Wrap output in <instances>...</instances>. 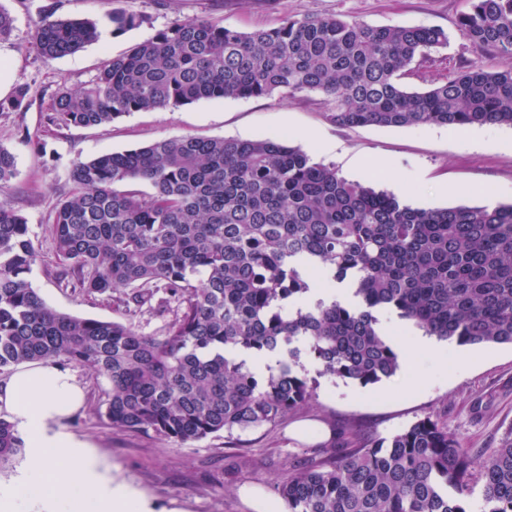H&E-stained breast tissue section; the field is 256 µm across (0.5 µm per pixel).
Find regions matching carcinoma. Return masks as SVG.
Instances as JSON below:
<instances>
[{
	"label": "carcinoma",
	"instance_id": "obj_1",
	"mask_svg": "<svg viewBox=\"0 0 512 512\" xmlns=\"http://www.w3.org/2000/svg\"><path fill=\"white\" fill-rule=\"evenodd\" d=\"M458 30L494 53L425 91L402 82L416 59L448 44L429 26H373L335 16L285 17L249 33L210 19L159 31L105 59L79 88L61 83L46 115L57 128L201 99L319 92L338 127H512V0H468ZM113 31L140 17L108 11ZM88 18L39 20L46 60L98 41ZM16 175L0 146V184ZM56 207V257L88 295L133 288L145 305L177 304L161 335L49 308L29 275L40 255L27 219L0 200V374L28 362L88 367L112 384V427L180 443L275 424L307 406L321 377L376 385L402 359L380 329L398 317L457 346L512 345V204L415 208L339 176L302 149L264 139L183 136L73 164ZM136 181L152 192L119 190ZM348 282L359 302H299ZM238 349L277 351L257 376ZM24 449L0 417V470ZM480 485L477 499L473 487ZM284 512H512V435L478 473L455 434L426 416L389 438L351 426L336 446L291 466Z\"/></svg>",
	"mask_w": 512,
	"mask_h": 512
}]
</instances>
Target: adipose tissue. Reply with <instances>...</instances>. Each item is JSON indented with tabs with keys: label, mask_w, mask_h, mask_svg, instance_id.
<instances>
[{
	"label": "adipose tissue",
	"mask_w": 512,
	"mask_h": 512,
	"mask_svg": "<svg viewBox=\"0 0 512 512\" xmlns=\"http://www.w3.org/2000/svg\"><path fill=\"white\" fill-rule=\"evenodd\" d=\"M83 401L73 374L54 363L19 367L0 383V412L25 439L22 467L0 485V512H157L152 498L65 430L63 419Z\"/></svg>",
	"instance_id": "adipose-tissue-1"
}]
</instances>
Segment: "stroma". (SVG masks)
<instances>
[{"label":"stroma","instance_id":"1","mask_svg":"<svg viewBox=\"0 0 512 512\" xmlns=\"http://www.w3.org/2000/svg\"><path fill=\"white\" fill-rule=\"evenodd\" d=\"M14 18L0 61L11 86H26L21 108L0 112V145L16 158L17 173L0 184V199L28 220L40 259L30 274L45 303L71 316L129 323L146 335L161 334L175 314L133 303L125 292L88 295L75 289L59 264L50 234L61 191L69 186L74 161L139 148L161 139H278L288 137L314 160L335 164L348 180L394 190L407 186L406 200L420 208L512 202V127H471L470 137L451 126L341 128L328 118L320 93H274L246 99H202L175 108L133 112L94 127L55 128L46 115L58 84L78 87L107 58L125 53L157 31L199 17L221 20L242 32L276 26L282 17L337 16L371 25L435 26L446 47L417 59L405 84L422 91L463 64L493 65L491 54L464 38L457 19L467 0H117L118 8L142 21L113 33L104 0H0ZM58 18H90L99 24L97 43L74 54L45 60L30 47L44 12ZM45 141L39 152L35 140ZM467 186L466 194H443L442 186ZM87 391L85 405L65 422L67 431L89 442L119 474L146 492L159 512H254L243 488L257 486L275 497L286 465L317 456L335 437V426L352 425L369 437H389L420 418L447 423L474 459H481L512 433V346L449 345L438 357L413 353L392 378L363 387L321 379L314 401L273 426L219 432L180 444L112 428L103 416L112 395L108 380L73 366Z\"/></svg>","mask_w":512,"mask_h":512}]
</instances>
